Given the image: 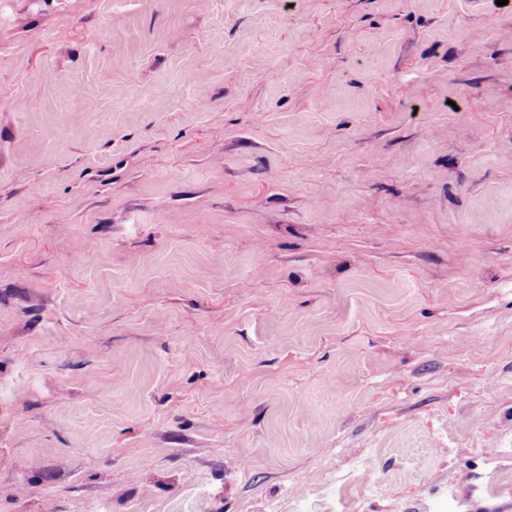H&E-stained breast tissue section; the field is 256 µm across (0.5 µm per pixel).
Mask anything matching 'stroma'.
<instances>
[{
    "label": "stroma",
    "mask_w": 512,
    "mask_h": 512,
    "mask_svg": "<svg viewBox=\"0 0 512 512\" xmlns=\"http://www.w3.org/2000/svg\"><path fill=\"white\" fill-rule=\"evenodd\" d=\"M0 512H512V0H0Z\"/></svg>",
    "instance_id": "stroma-1"
}]
</instances>
